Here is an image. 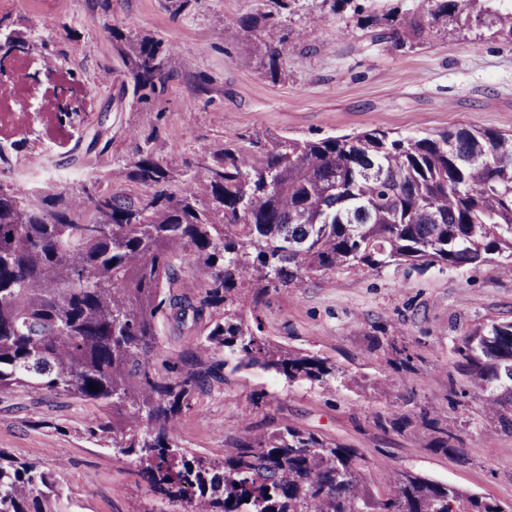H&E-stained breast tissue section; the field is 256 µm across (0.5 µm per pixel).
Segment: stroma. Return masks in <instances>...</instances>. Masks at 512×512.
I'll return each mask as SVG.
<instances>
[{
  "instance_id": "stroma-1",
  "label": "stroma",
  "mask_w": 512,
  "mask_h": 512,
  "mask_svg": "<svg viewBox=\"0 0 512 512\" xmlns=\"http://www.w3.org/2000/svg\"><path fill=\"white\" fill-rule=\"evenodd\" d=\"M250 14L261 21L242 31L236 21ZM0 16L46 44L85 94L83 116L48 164L74 188L98 180L116 194L140 193L131 159L142 144L167 163L176 193L187 159L258 134L426 135L464 124L512 131V36L475 19L400 49L372 41L356 15L333 12L329 0H0ZM273 22L285 38L275 80L256 50ZM142 38L160 42L172 74L146 102L134 95L122 54ZM240 309L262 336L328 357L343 376L320 385L259 367L226 373L177 424L184 447L220 457L238 437L288 424L358 449L373 491L406 468L512 503V433L457 368L473 326L512 322V275L492 265L344 269L257 305L244 295ZM420 406L458 436L455 449L432 450L430 431L415 423L375 424ZM94 412L63 396L2 394L0 448L56 471L64 512H179L151 495L134 464L83 437Z\"/></svg>"
}]
</instances>
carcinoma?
I'll return each mask as SVG.
<instances>
[{
  "label": "carcinoma",
  "mask_w": 512,
  "mask_h": 512,
  "mask_svg": "<svg viewBox=\"0 0 512 512\" xmlns=\"http://www.w3.org/2000/svg\"><path fill=\"white\" fill-rule=\"evenodd\" d=\"M477 0H406L362 15L372 41L413 47L431 30L469 18ZM134 94L146 99L170 79L160 43L126 53ZM280 52L262 53L271 78ZM27 138L0 145V171ZM203 172L168 192V166L138 150L133 177L146 191L121 196L90 182L77 192L0 189V394L48 392L89 403L86 434L139 467L149 490L181 512H512L410 470L382 494L364 485L355 448L280 425L238 440L222 458L174 436L215 367L261 366L289 382L327 384L330 359L260 336L241 315L253 303L343 267L380 273L402 265L459 269L495 263L512 272V134L461 125L425 136L371 129L296 139L256 135L197 155ZM191 262L206 272L198 297L180 293ZM203 334L159 360L158 323L186 319ZM481 389L512 396V322L476 326L458 348ZM94 389H89V386ZM434 445L457 437L421 408ZM61 487L39 464L0 448V512H61Z\"/></svg>",
  "instance_id": "1"
}]
</instances>
